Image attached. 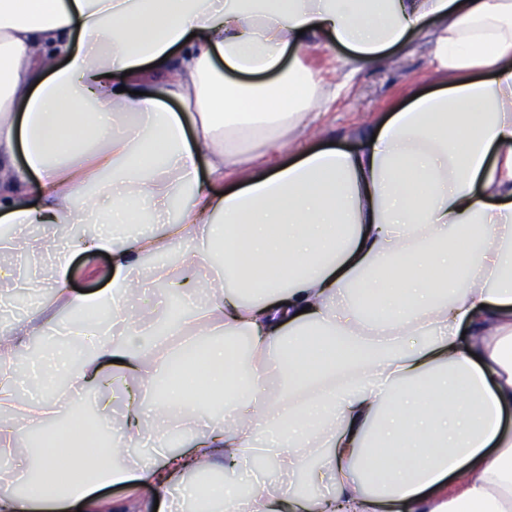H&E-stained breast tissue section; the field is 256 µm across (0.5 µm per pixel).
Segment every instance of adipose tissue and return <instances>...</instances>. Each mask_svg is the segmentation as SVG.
<instances>
[{
    "label": "adipose tissue",
    "instance_id": "adipose-tissue-1",
    "mask_svg": "<svg viewBox=\"0 0 512 512\" xmlns=\"http://www.w3.org/2000/svg\"><path fill=\"white\" fill-rule=\"evenodd\" d=\"M419 34L436 88L358 148L212 189L240 143L319 137L351 74ZM321 46L346 51L335 82L303 62ZM77 252L109 255L106 287L67 288ZM17 256L48 264L23 281ZM202 270L170 316L158 287ZM1 287L55 301L0 355V512H135L99 491L137 481L170 512H512V0H0ZM190 346L200 398L158 381ZM150 430L188 444L133 455Z\"/></svg>",
    "mask_w": 512,
    "mask_h": 512
}]
</instances>
